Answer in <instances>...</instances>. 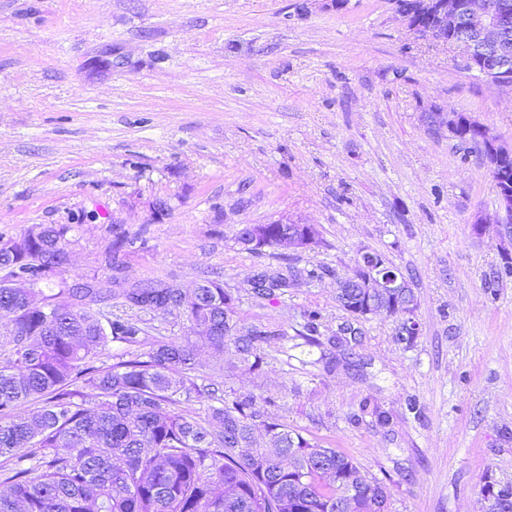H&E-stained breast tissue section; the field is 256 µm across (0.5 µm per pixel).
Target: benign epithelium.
I'll list each match as a JSON object with an SVG mask.
<instances>
[{
	"instance_id": "obj_1",
	"label": "benign epithelium",
	"mask_w": 512,
	"mask_h": 512,
	"mask_svg": "<svg viewBox=\"0 0 512 512\" xmlns=\"http://www.w3.org/2000/svg\"><path fill=\"white\" fill-rule=\"evenodd\" d=\"M397 12L408 27L433 42L457 50L470 69L489 84L512 87V0H409L396 5ZM460 121L457 112H429L427 124L435 129H448ZM479 148L485 156L495 182L500 206L494 218L482 216L475 221L474 231L481 235L491 226L503 244H512V225L506 223L512 211V179L505 168V158L512 149L502 145L489 129L478 126ZM312 225L288 223V234L283 244L299 251L316 246L318 237L311 234ZM411 287V282L399 270L383 266L378 255L369 250L360 252L351 274L339 279L337 294L344 288L358 289L366 300V307L357 319L387 311L380 300H400ZM396 318L401 328L417 330L415 313L397 304Z\"/></svg>"
}]
</instances>
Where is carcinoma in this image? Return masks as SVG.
<instances>
[{
  "label": "carcinoma",
  "instance_id": "carcinoma-1",
  "mask_svg": "<svg viewBox=\"0 0 512 512\" xmlns=\"http://www.w3.org/2000/svg\"><path fill=\"white\" fill-rule=\"evenodd\" d=\"M66 225L35 224L18 239L0 238V512H335L356 483L377 495L354 499L349 512H390L389 494L353 458L326 448L271 417L255 396L186 406L208 395L192 377L189 339L158 342L110 366L97 364L110 342L139 347L145 330L133 318L97 307L120 299L139 312L181 310L188 330L210 348L231 345L240 366L258 370L264 346L278 336L263 325L225 332L224 283L204 279L187 292L162 280L133 283L95 277L49 294L15 288V271L39 284L67 261ZM289 288L252 283L256 299ZM41 402L33 409L30 402Z\"/></svg>",
  "mask_w": 512,
  "mask_h": 512
}]
</instances>
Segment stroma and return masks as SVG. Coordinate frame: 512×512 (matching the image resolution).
Masks as SVG:
<instances>
[{
  "instance_id": "1",
  "label": "stroma",
  "mask_w": 512,
  "mask_h": 512,
  "mask_svg": "<svg viewBox=\"0 0 512 512\" xmlns=\"http://www.w3.org/2000/svg\"><path fill=\"white\" fill-rule=\"evenodd\" d=\"M429 112L512 147V91L391 0H0V236L68 225L70 283L223 280L241 324L280 336L254 372L233 347L202 351L198 385L347 453L391 512H480L485 483L512 486V276L495 232L473 231L497 208L485 157ZM278 220L319 226L322 244L289 257L323 275L258 300L248 277L279 259L233 236ZM363 249L410 279L412 345L382 313L342 333L336 279ZM101 310L139 317L151 344L187 333L176 310ZM313 310L318 347L300 339Z\"/></svg>"
}]
</instances>
